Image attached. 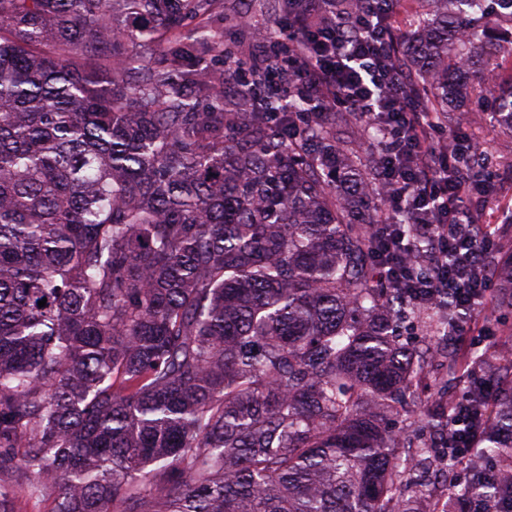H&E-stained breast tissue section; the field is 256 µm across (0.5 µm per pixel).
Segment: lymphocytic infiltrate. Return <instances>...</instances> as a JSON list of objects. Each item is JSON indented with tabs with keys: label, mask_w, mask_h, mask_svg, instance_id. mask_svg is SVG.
<instances>
[{
	"label": "lymphocytic infiltrate",
	"mask_w": 512,
	"mask_h": 512,
	"mask_svg": "<svg viewBox=\"0 0 512 512\" xmlns=\"http://www.w3.org/2000/svg\"><path fill=\"white\" fill-rule=\"evenodd\" d=\"M357 25L362 37L350 48L342 46L345 25L340 22L308 35L317 48L315 55L291 66L278 56L269 62L276 72H292L294 82L284 85V92L299 89L364 119L384 116L390 141L376 182L390 194V212L411 207L434 212L437 220L417 227L433 243L420 267L409 265L404 248L394 245L381 263L395 282L420 289L427 299L453 305L461 316L472 315L489 286L490 239L477 221L473 203L478 182L470 170L454 166L447 147L434 144V121L412 110L399 77L390 75V12L359 17ZM452 253L459 257L454 267L448 264Z\"/></svg>",
	"instance_id": "lymphocytic-infiltrate-1"
}]
</instances>
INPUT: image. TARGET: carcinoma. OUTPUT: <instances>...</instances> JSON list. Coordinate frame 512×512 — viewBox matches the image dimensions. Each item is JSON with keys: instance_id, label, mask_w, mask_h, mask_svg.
Masks as SVG:
<instances>
[{"instance_id": "obj_1", "label": "carcinoma", "mask_w": 512, "mask_h": 512, "mask_svg": "<svg viewBox=\"0 0 512 512\" xmlns=\"http://www.w3.org/2000/svg\"><path fill=\"white\" fill-rule=\"evenodd\" d=\"M307 31L316 0H260ZM512 0H415L389 63L417 111L471 97L512 134ZM215 0H0V512L22 488L55 512H448L410 463L439 455L447 501L512 512V383L455 384L476 441L419 442L386 420L425 375L412 302L376 257L393 235L374 172L336 127L356 122L273 84L224 85ZM383 0H338L346 16ZM154 46L161 66L133 51ZM480 57L484 76L468 70ZM383 148L382 119L370 123ZM512 307V251L489 269ZM46 300L41 307L38 302ZM499 351L451 364L472 378Z\"/></svg>"}]
</instances>
